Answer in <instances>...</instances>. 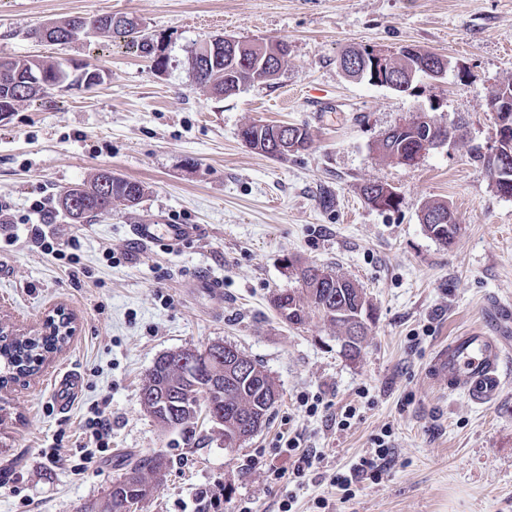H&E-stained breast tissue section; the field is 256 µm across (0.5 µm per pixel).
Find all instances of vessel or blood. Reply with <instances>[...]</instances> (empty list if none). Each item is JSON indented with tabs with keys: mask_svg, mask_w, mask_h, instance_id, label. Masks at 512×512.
Listing matches in <instances>:
<instances>
[{
	"mask_svg": "<svg viewBox=\"0 0 512 512\" xmlns=\"http://www.w3.org/2000/svg\"><path fill=\"white\" fill-rule=\"evenodd\" d=\"M202 231L197 224H134L130 227L133 241L148 248L157 244L177 249ZM512 317L508 310L491 312L493 331L477 327L449 339L433 362L436 375L447 378L448 390L465 395L476 407L494 404L504 387L502 367L512 358V343L502 338L499 328ZM80 378L66 371L51 383V396L58 411H68L80 395Z\"/></svg>",
	"mask_w": 512,
	"mask_h": 512,
	"instance_id": "vessel-or-blood-1",
	"label": "vessel or blood"
}]
</instances>
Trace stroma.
<instances>
[{
  "label": "stroma",
  "instance_id": "stroma-1",
  "mask_svg": "<svg viewBox=\"0 0 512 512\" xmlns=\"http://www.w3.org/2000/svg\"><path fill=\"white\" fill-rule=\"evenodd\" d=\"M130 14L164 38V69L132 45L104 37L52 45L30 30L67 17ZM280 40L288 59L276 79L218 96L186 66L212 35ZM418 47L447 58L441 78L404 92L348 77L351 47ZM52 56L67 70L98 71L84 88L68 79L0 118V323L35 334L56 309L74 332L38 372L0 390V512H84L103 500L127 455L162 453L168 465L137 512H196L199 488L224 485V512H512V363L504 389L474 408L428 365L448 338L479 325L488 302L512 308V197L470 160L497 126L491 90L512 81V0H0V57ZM428 113L459 123L453 142L413 166L377 149L394 125ZM252 123L304 124L307 150L276 160L246 145ZM109 169L142 182L143 201L88 223L57 209L67 187ZM399 194L396 209L368 206L365 185ZM333 203L323 207L320 195ZM44 213H34L35 201ZM448 203L460 232L445 246L421 210ZM132 224H198L179 252L142 249ZM76 241L77 263L55 259L37 236ZM13 244H6V237ZM332 267L363 288L375 319L359 358H345L317 314L292 325L270 304L297 288L290 263ZM212 277L220 293L198 288ZM214 343L240 348L273 379L270 421L225 447L200 419L162 429L140 387L165 353ZM78 371L82 395L70 415L51 403V379ZM319 396L316 414L301 397ZM357 412L338 427L347 405ZM111 423L110 451L79 479L84 425ZM389 431L393 457L380 481L341 497L328 472L348 468ZM323 460L300 490L273 481L249 457L280 436ZM58 450L50 460L49 450Z\"/></svg>",
  "mask_w": 512,
  "mask_h": 512
}]
</instances>
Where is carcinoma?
I'll list each match as a JSON object with an SVG mask.
<instances>
[{
	"mask_svg": "<svg viewBox=\"0 0 512 512\" xmlns=\"http://www.w3.org/2000/svg\"><path fill=\"white\" fill-rule=\"evenodd\" d=\"M118 36L126 39L141 53L156 59V65H164L157 57L156 39L148 36L147 27L139 20L126 15H105L95 19L71 17L32 32L35 37L53 43H67L89 35ZM235 54L246 64L236 66L224 54L209 57L208 79L205 85L216 95H231L247 84L264 76L262 67L270 45L266 42H234ZM433 61L437 68L428 66ZM393 63L414 70V75L436 76L448 68L449 61L423 49L406 52L401 48ZM69 74L64 65L50 58H0V111L12 112L17 103L34 99L61 87ZM392 136L381 140L378 149L383 155L397 162L418 153L424 143L439 138H452L455 130L446 127L430 128L412 122L392 128ZM251 137L247 142L252 149L268 156L275 154L267 149L270 125L251 124L241 129ZM472 164L501 188V180L512 182V168L500 170L497 158L476 146L471 152ZM99 178L95 177L82 188L81 201H76L74 189H66L59 195L61 207L75 220L97 218L112 214V209H130L138 206L146 194L138 181L119 178L112 197L97 195ZM423 224L428 234L438 242L449 245L457 237L459 226L452 220L448 204L433 202L422 209ZM313 267L298 266L295 275L301 288L298 291H281L273 295L271 303L288 323L301 325L306 310L313 309L333 327L338 336H360L354 344H345L342 351L353 359L360 355L370 326L363 325L364 314L371 312L366 306V294L361 288L332 269L324 268L325 280L312 274ZM66 337L60 335L59 326L45 325L37 336L0 335V386L30 376L45 360L46 355L62 348ZM249 371L236 374L224 369V353L213 354L195 369V375L187 378L175 358L166 354L160 357L148 371L140 390L141 404L160 425L178 429L196 418L197 411L206 409L209 415L220 421L223 431L232 433L256 414V408L266 406L265 416H270L273 406L265 405L263 394L273 389V382L263 367L242 355ZM166 467V459L160 453L144 455L128 461L122 474L112 482L107 497L85 508V512H130V507L146 500L152 492L150 482L159 469Z\"/></svg>",
	"mask_w": 512,
	"mask_h": 512,
	"instance_id": "cac0c4a2",
	"label": "carcinoma"
}]
</instances>
